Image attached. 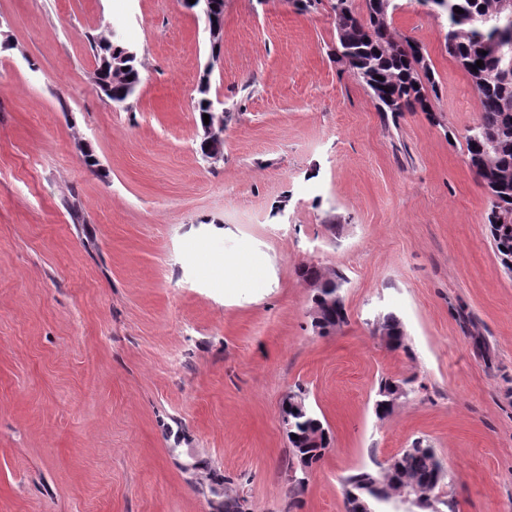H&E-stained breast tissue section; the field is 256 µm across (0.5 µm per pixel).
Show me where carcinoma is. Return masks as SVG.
<instances>
[{"mask_svg":"<svg viewBox=\"0 0 512 512\" xmlns=\"http://www.w3.org/2000/svg\"><path fill=\"white\" fill-rule=\"evenodd\" d=\"M421 3L440 15H446L448 26L444 46L448 55L469 76L477 91L481 112L477 123L467 130L466 160L469 168L481 180L491 200L488 227L496 253L502 265L512 272V60L496 54L498 41H512V18H505L502 0H421ZM464 13L454 12V7ZM397 4L395 0H366V14L348 12L350 0H334L336 29V61L359 77L372 91L381 112H432L431 97L437 96V82L430 65L426 63L422 47L408 40L397 41L390 31V17ZM92 51L98 59L94 72L96 86L106 83L110 72L103 60L124 55L127 46L107 36L93 40ZM483 61L475 70L476 61ZM128 67L122 79L112 85L106 98L116 107L130 108V100L141 84V62L138 56L124 61ZM500 69L508 78L491 85L483 84L485 73ZM498 137L497 146L483 148L481 133ZM300 278L312 281L315 293L324 298H336V307L322 309V333L340 328L347 321L342 291L346 277L333 272L329 275L310 265L298 269ZM378 329L386 343L393 348L404 346V331L399 318L387 313L379 318ZM400 382L384 379L379 382L375 411L386 415L393 409L391 395ZM281 418L289 426L288 441L291 460L288 468L318 464L330 444L328 429L317 413L305 405L297 410L293 405L281 406ZM321 433L325 447L308 448L309 436ZM377 469L364 468L343 478L346 512H359L362 501H367L373 512H441L436 500L433 504L413 509L404 501L411 484H441L445 470L430 445L418 439L410 447L391 457L386 464L376 463Z\"/></svg>","mask_w":512,"mask_h":512,"instance_id":"obj_1","label":"carcinoma"}]
</instances>
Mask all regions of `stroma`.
Wrapping results in <instances>:
<instances>
[{"mask_svg":"<svg viewBox=\"0 0 512 512\" xmlns=\"http://www.w3.org/2000/svg\"><path fill=\"white\" fill-rule=\"evenodd\" d=\"M397 2L429 114L378 111L336 63L332 0H224L216 49L183 0H0V512H214L218 477L246 512H287L300 388L332 444L298 512H345L342 478L419 438L454 512H512V275L466 163L479 97L446 17ZM109 31L143 63L127 110L92 79ZM228 254L265 258L263 286L225 291ZM303 264L347 279L329 335ZM389 312L405 349L375 328ZM385 378L412 390L381 417Z\"/></svg>","mask_w":512,"mask_h":512,"instance_id":"35a3bbf8","label":"stroma"}]
</instances>
